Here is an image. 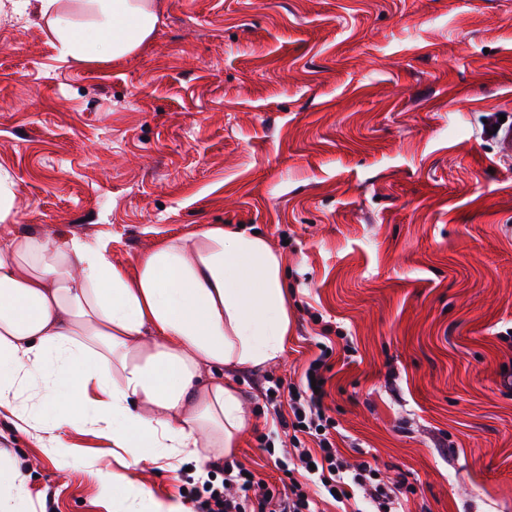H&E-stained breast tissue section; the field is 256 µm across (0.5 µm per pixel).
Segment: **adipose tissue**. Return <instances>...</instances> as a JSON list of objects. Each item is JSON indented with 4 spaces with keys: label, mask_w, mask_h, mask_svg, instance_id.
<instances>
[{
    "label": "adipose tissue",
    "mask_w": 512,
    "mask_h": 512,
    "mask_svg": "<svg viewBox=\"0 0 512 512\" xmlns=\"http://www.w3.org/2000/svg\"><path fill=\"white\" fill-rule=\"evenodd\" d=\"M161 0H18L45 25L60 60H119L148 46ZM15 183L0 171V409L36 425L97 431L113 446L104 490L144 456L176 470L230 455L247 419L222 371L277 359L288 337L284 258L260 235L208 224L160 241L134 274L104 241L20 230ZM67 402L33 420L20 403Z\"/></svg>",
    "instance_id": "adipose-tissue-1"
}]
</instances>
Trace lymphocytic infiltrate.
<instances>
[{"label": "lymphocytic infiltrate", "instance_id": "lymphocytic-infiltrate-1", "mask_svg": "<svg viewBox=\"0 0 512 512\" xmlns=\"http://www.w3.org/2000/svg\"><path fill=\"white\" fill-rule=\"evenodd\" d=\"M326 355H319L307 367L295 392L291 395V416H279L281 428L304 433L316 440L315 447H297L302 466L313 467L319 476L316 494L304 491L301 483L290 482L283 490L271 489L260 477H246L242 465L224 466L221 485L209 487L205 496L195 498V512H315L316 497L336 495L337 499L351 496L352 487H365L375 512H400V487H390L377 478V466L361 462L356 469H347L330 436V418L323 400L325 388H313V381L323 380Z\"/></svg>", "mask_w": 512, "mask_h": 512}]
</instances>
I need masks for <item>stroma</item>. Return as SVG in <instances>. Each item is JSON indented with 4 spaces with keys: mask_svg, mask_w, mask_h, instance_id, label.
Instances as JSON below:
<instances>
[{
    "mask_svg": "<svg viewBox=\"0 0 512 512\" xmlns=\"http://www.w3.org/2000/svg\"><path fill=\"white\" fill-rule=\"evenodd\" d=\"M149 45L64 63L37 17L0 18V169L16 221L105 238L134 273L207 224L286 262L276 362L224 372L249 413L232 461L281 487L264 396L322 347L349 464L404 481V512H512V0H163ZM50 453L0 410L21 512H112L110 443L65 426ZM277 443L275 456L264 451ZM150 497L224 463L130 471Z\"/></svg>",
    "mask_w": 512,
    "mask_h": 512,
    "instance_id": "stroma-1",
    "label": "stroma"
}]
</instances>
